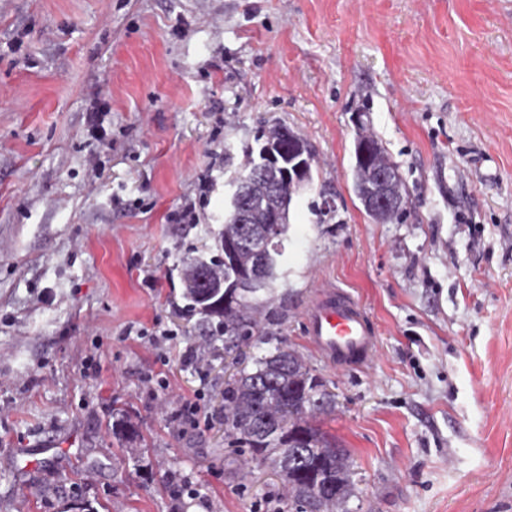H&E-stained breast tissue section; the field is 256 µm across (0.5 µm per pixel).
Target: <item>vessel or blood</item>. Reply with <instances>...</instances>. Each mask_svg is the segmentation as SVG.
<instances>
[{
	"instance_id": "obj_1",
	"label": "vessel or blood",
	"mask_w": 512,
	"mask_h": 512,
	"mask_svg": "<svg viewBox=\"0 0 512 512\" xmlns=\"http://www.w3.org/2000/svg\"><path fill=\"white\" fill-rule=\"evenodd\" d=\"M309 343L329 365L367 363L377 348L375 329L363 307L332 285L316 289L302 312Z\"/></svg>"
}]
</instances>
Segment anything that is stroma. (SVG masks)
<instances>
[{
	"instance_id": "1",
	"label": "stroma",
	"mask_w": 512,
	"mask_h": 512,
	"mask_svg": "<svg viewBox=\"0 0 512 512\" xmlns=\"http://www.w3.org/2000/svg\"><path fill=\"white\" fill-rule=\"evenodd\" d=\"M360 118L403 221L354 192ZM275 124L318 159L280 335L335 394L318 424L353 462L350 512H512V0H0V512H274L272 465L224 438V343L181 260ZM191 202L200 223L169 222ZM324 283L373 319L367 365L308 346ZM182 398L196 425L172 423ZM86 112L88 113L86 120L90 135L101 145L107 146V132L104 127V121L109 110L100 106H92ZM357 139L365 144L369 150V157L367 162L364 164L365 167H384L388 168L394 166L392 161L390 160L385 147L376 136L369 132V134H360Z\"/></svg>"
}]
</instances>
